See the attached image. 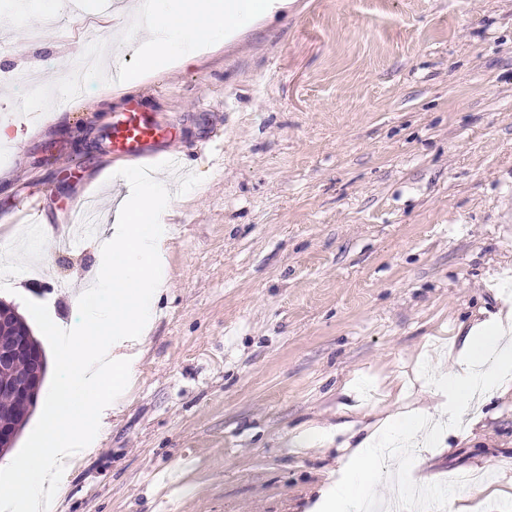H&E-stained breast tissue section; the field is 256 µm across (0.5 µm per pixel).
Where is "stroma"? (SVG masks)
I'll return each mask as SVG.
<instances>
[{
  "instance_id": "1",
  "label": "stroma",
  "mask_w": 512,
  "mask_h": 512,
  "mask_svg": "<svg viewBox=\"0 0 512 512\" xmlns=\"http://www.w3.org/2000/svg\"><path fill=\"white\" fill-rule=\"evenodd\" d=\"M102 0H60L57 27L0 5V71L56 78ZM0 95V299L69 324L93 280L96 230L68 250L14 225L65 227L67 201L106 200L114 116L172 124L164 244L169 287L140 376L58 512H310L372 424L427 408L419 365L454 366L462 336L504 308L512 281V0H285L230 42L156 71L112 103ZM81 186L60 176L72 160ZM480 424L416 449L405 478L470 496L454 473L512 479V391L476 400ZM331 430L330 442L314 430Z\"/></svg>"
}]
</instances>
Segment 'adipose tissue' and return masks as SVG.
Masks as SVG:
<instances>
[{"label":"adipose tissue","mask_w":512,"mask_h":512,"mask_svg":"<svg viewBox=\"0 0 512 512\" xmlns=\"http://www.w3.org/2000/svg\"><path fill=\"white\" fill-rule=\"evenodd\" d=\"M270 0H153L150 39L142 56L144 68L189 63L201 44L223 42L225 30L245 17L263 16ZM418 378L433 384L434 409L404 407L388 414L351 449L338 469L337 480L325 484L316 512H350L367 486L384 482V450L394 440L427 444L441 438L437 421L446 419L473 428L475 392L491 395L512 387V307L489 314L475 323L463 340L455 372L445 374L420 368Z\"/></svg>","instance_id":"obj_1"}]
</instances>
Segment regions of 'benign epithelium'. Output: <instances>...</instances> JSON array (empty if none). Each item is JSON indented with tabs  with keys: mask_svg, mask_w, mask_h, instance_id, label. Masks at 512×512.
Returning a JSON list of instances; mask_svg holds the SVG:
<instances>
[{
	"mask_svg": "<svg viewBox=\"0 0 512 512\" xmlns=\"http://www.w3.org/2000/svg\"><path fill=\"white\" fill-rule=\"evenodd\" d=\"M12 337L14 349L0 348V371L6 373V378L0 384V390L12 394L19 407L10 420L0 422V457L7 454L16 444L25 425L29 421L39 398L45 375V358L43 349L36 343L29 326L25 325L23 317L16 308L0 301V335ZM23 353L27 373L20 376L9 375L8 364Z\"/></svg>",
	"mask_w": 512,
	"mask_h": 512,
	"instance_id": "obj_1",
	"label": "benign epithelium"
}]
</instances>
